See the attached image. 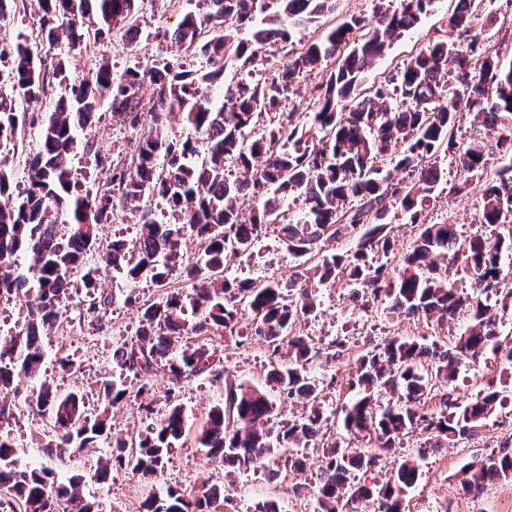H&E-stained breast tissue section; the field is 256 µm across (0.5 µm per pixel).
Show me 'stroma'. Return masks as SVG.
Listing matches in <instances>:
<instances>
[{"instance_id": "1", "label": "stroma", "mask_w": 512, "mask_h": 512, "mask_svg": "<svg viewBox=\"0 0 512 512\" xmlns=\"http://www.w3.org/2000/svg\"><path fill=\"white\" fill-rule=\"evenodd\" d=\"M198 0H139L137 18L139 36L134 44L100 38L91 40L90 59H107L116 69L129 66L139 70L149 69L157 59L171 55L168 39L177 26L182 13L196 11ZM454 9L451 0H438L436 7L422 16L419 23L395 40L385 55L376 61L369 73L370 79L378 80L388 72L403 66L418 48L432 37L437 29L448 26ZM48 101L39 100L19 106L17 149L9 154L7 167L12 176L10 189L21 192L27 184L28 171L25 166L27 154L36 147L35 131L29 125L32 115L47 111ZM94 151L105 157L104 165L91 167L85 154H78L73 165L78 173L86 174L85 186L94 190L109 182L112 169L109 160L124 158L133 131L121 127L110 113H103L96 126L87 131ZM481 182L473 181L463 192H444L431 202L429 218L438 223L453 222L460 238L485 234L484 225L479 224L475 204L483 191ZM115 238L134 240V231L121 224L104 225L100 239L87 255V267L96 269L99 292L115 294L116 300L101 310L100 320L80 316L85 305L86 290L81 276H73V287L61 307L62 325L44 331L42 343L46 352L42 376L60 391L81 388L88 396L90 409L100 406L99 386L103 378L112 376V351L117 344L131 342L139 326L140 312L137 307L124 304L121 296L128 287L127 282L115 277L103 267L100 255L103 248ZM278 258L283 276L292 273V262L275 232H268L252 255L231 256L227 259L228 276L239 279L253 278L264 272V263L269 258ZM470 321L453 318L442 324H426L414 317L390 318L382 305L373 310H363L359 300L353 299L348 290L340 285L321 288L318 306L304 315L297 323L301 333L327 343L336 337L348 338V349L343 359L333 364L316 367L315 373L323 379H331V386L322 392V404L327 413H339L351 396L348 379L354 374L361 353L389 336H404L411 339H426L438 345L452 346L465 332ZM223 350L224 371L230 377L254 383L263 382L269 369L266 345L259 337L242 338L237 334L218 331L212 337ZM67 357L81 368L78 376L61 372L58 361ZM153 403L157 412H164L169 395H176L189 414L192 432L183 446L170 454L164 474L155 479L144 480L125 469H115L107 483L85 480L82 487L86 499L98 503L101 512H141V505L149 493L162 492L167 486L198 494L206 486L220 484L228 500L230 512H253L258 501H278L282 512H314L319 487V468L324 450L315 443L302 449L300 465L281 462L278 470L280 480L268 483L264 469L227 470L221 463L211 461L206 451L197 444L194 434L204 425L207 415L224 396L222 381L205 375L181 381L173 385L165 372H157L153 378ZM505 389L512 394V369L500 356L486 355L477 360H464L456 380L453 382L454 396L459 403H466L486 388ZM16 396L11 414L0 429L8 431L14 441V449L21 461H39L54 466L44 446L49 424L34 414L27 403L31 384L25 377H16L13 382ZM512 435V397L496 406L490 417L477 428L470 438L449 440L447 446L432 447L428 433H410L393 452L381 454L372 470L357 471V480L366 484L385 482L397 461L411 457L420 467L418 483L402 495L404 512H504L505 504H512V480H495L487 484L479 496L465 493L459 483L458 474L468 462L499 453L500 447Z\"/></svg>"}]
</instances>
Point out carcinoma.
<instances>
[{"label": "carcinoma", "instance_id": "obj_1", "mask_svg": "<svg viewBox=\"0 0 512 512\" xmlns=\"http://www.w3.org/2000/svg\"><path fill=\"white\" fill-rule=\"evenodd\" d=\"M209 13H186L172 32L177 58L163 59L147 71L128 68L117 75L106 62L82 78L69 76L84 45L85 27L95 35L138 37V0H36L41 11L40 35L49 50L65 48L56 57H41L27 45L0 44V63L8 64L12 95L0 93V155L15 145V100H38L56 88L53 108L31 116L39 146L26 163L30 185L14 204L0 206V297L23 298L27 316L22 328L0 336V421L11 410L10 386L15 372L31 379L44 362L43 331L58 321L68 298L62 284L77 272L98 239L99 228L129 216L137 226L134 250L107 246L103 259L124 281L142 279L166 289L161 302L142 303L138 344L112 351V363L139 380L141 410L154 413L153 376L163 368L175 382L203 374L224 379V398L208 414L196 442L226 465L263 467L295 448H306L322 432L324 412L319 399L324 382L313 369L343 356L346 338L321 345L293 332L299 317L316 305L319 289L346 280L364 308L384 299L391 312L441 323L469 315L468 327L452 348L434 342L391 337L359 358L348 385L357 395L341 408L342 425L356 438L369 431L378 448L390 450L414 431L439 439H464L501 401L500 392H479L460 405L451 392L441 394L435 415L419 407L439 386L455 381L465 358L502 350L500 330L485 317L499 307L512 311V62L505 65L501 47L512 40V26L486 15L483 26L500 34L492 41L472 33L477 6L458 0L449 18L456 40L443 35L429 40L404 67L366 84L365 74L383 56L393 39L414 27L435 0H375L369 18L351 16L331 26L324 36L298 52L264 80L239 79L224 88L230 63L245 69L279 45L291 43L294 29L315 25L336 10V0H204ZM237 19L234 32L224 29ZM358 39L353 45L351 41ZM200 57L205 65L186 68L181 57ZM334 62L313 114L299 112L296 74ZM154 96L143 102L144 79ZM213 88L222 100L203 108L198 99ZM133 131L150 113L153 127L132 143L124 160L112 165L109 186L92 192L73 173L77 150L88 154L93 144L80 134L93 128L101 105ZM182 115L184 128L165 130L170 114ZM270 115L262 123L259 117ZM479 122L472 141L461 146L455 132L464 115ZM495 140L500 164L488 171L486 138ZM450 157L460 177L461 192L471 178L484 180L478 201L479 223L511 225L508 235L457 239L454 225L427 221L430 201L443 181L438 166ZM244 172L228 176L229 167ZM301 189L306 209L292 215L284 206L288 193ZM159 197L166 211L156 214L145 196ZM405 214L420 234L393 278L382 265L368 262V253L390 251L388 225L393 210ZM274 228L305 277L283 281L275 273L250 281L225 274L227 257L249 255L263 231ZM204 240L190 257L183 245L188 233ZM359 235L353 254L326 253L325 245ZM470 274L472 293H459L448 281V268ZM92 290L85 312L110 305L113 295L93 292V270L84 273ZM188 281L192 292L170 285ZM251 317L254 335L269 350L271 370L264 390L231 379L218 369L220 349L208 342L211 332L232 331L241 316ZM390 395L378 405L373 391ZM128 389L120 377L100 387L101 408L87 409L80 389L61 392L43 381L32 389L29 405L51 425L45 443L50 456L69 461L76 451L98 443L112 447V459L89 470L90 479L106 482L114 465L142 476L163 473L172 449L189 432L185 409L170 399L161 418L137 434L112 433L109 408ZM302 405L300 415L276 429L267 427L283 404ZM506 440L501 454L478 459L461 473L462 489L478 495L496 478L512 477V452ZM379 455L361 453L337 442L326 445L315 512H402L399 496L413 487L418 463L402 460L382 484L356 481L355 471L370 469ZM84 475L58 477L47 466L20 462L9 433L0 432V489L16 498L25 512H98V504L81 499ZM224 488H204L190 498L169 488L146 498V512H217Z\"/></svg>", "mask_w": 512, "mask_h": 512}]
</instances>
